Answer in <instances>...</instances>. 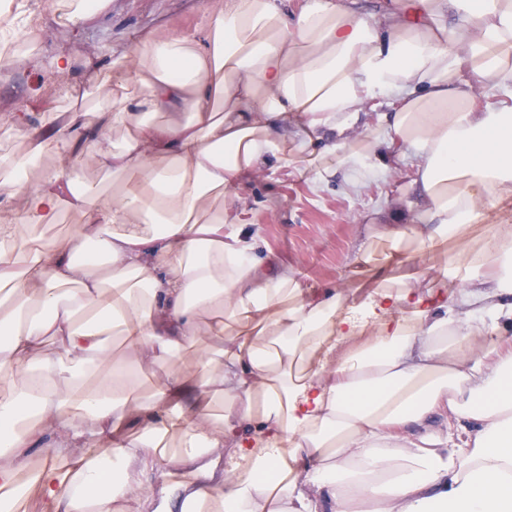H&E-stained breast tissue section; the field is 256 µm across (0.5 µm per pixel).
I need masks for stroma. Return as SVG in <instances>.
<instances>
[{
  "label": "stroma",
  "instance_id": "obj_1",
  "mask_svg": "<svg viewBox=\"0 0 512 512\" xmlns=\"http://www.w3.org/2000/svg\"><path fill=\"white\" fill-rule=\"evenodd\" d=\"M214 0H107L94 20L72 23L70 14L83 9L82 0H41L40 36L29 53L16 56L7 74H0V155H22L26 138L13 126L17 105H26L30 121L50 128L61 122L70 101L60 86L79 85L88 111L106 107L112 97L116 74L112 51L131 50L142 33L180 34L212 19ZM70 56L71 69L58 75L44 70L59 52ZM97 62L100 79L84 82L89 62ZM69 185L82 193L106 191L112 176L103 170L95 151H86L67 174ZM410 170L399 167L372 184L359 196L346 194L340 182L312 189L288 169L271 167L252 178L243 194L253 208L251 229L272 255L297 265L307 284L318 288L340 287L347 265L360 244L359 230L377 201L409 191Z\"/></svg>",
  "mask_w": 512,
  "mask_h": 512
}]
</instances>
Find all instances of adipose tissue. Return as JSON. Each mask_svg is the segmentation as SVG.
I'll return each mask as SVG.
<instances>
[{"label":"adipose tissue","instance_id":"ef3b65f1","mask_svg":"<svg viewBox=\"0 0 512 512\" xmlns=\"http://www.w3.org/2000/svg\"><path fill=\"white\" fill-rule=\"evenodd\" d=\"M511 58L512 0H220L191 32L139 37L119 59L135 92L108 110L72 87L51 130L16 113L55 165L0 181L24 204L0 210V378H22L0 390V512L29 488L46 512H512V225L478 252L467 236L512 203ZM89 148L111 193L66 189ZM406 160L417 199L377 205L390 219L339 289L260 255L244 179L343 170L359 195ZM70 209L76 233L16 257ZM114 335L164 367L147 393Z\"/></svg>","mask_w":512,"mask_h":512}]
</instances>
